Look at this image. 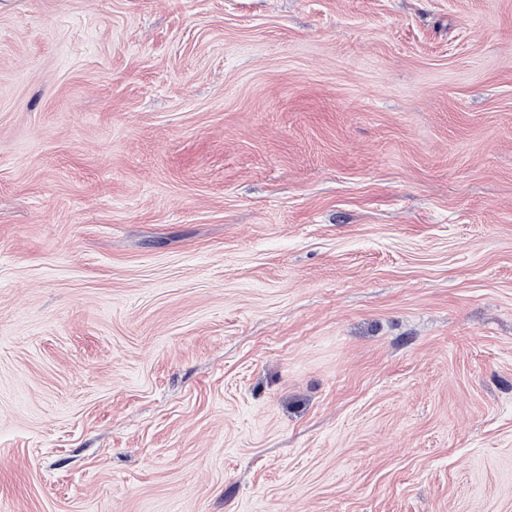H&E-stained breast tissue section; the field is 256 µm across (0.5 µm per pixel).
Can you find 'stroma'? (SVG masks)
<instances>
[{
	"mask_svg": "<svg viewBox=\"0 0 512 512\" xmlns=\"http://www.w3.org/2000/svg\"><path fill=\"white\" fill-rule=\"evenodd\" d=\"M0 512H512V0H0Z\"/></svg>",
	"mask_w": 512,
	"mask_h": 512,
	"instance_id": "obj_1",
	"label": "stroma"
}]
</instances>
